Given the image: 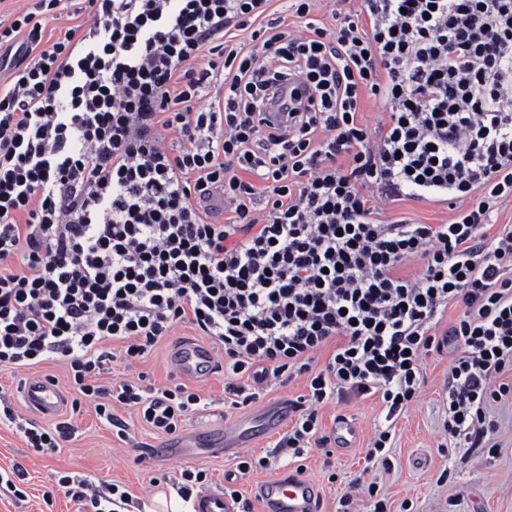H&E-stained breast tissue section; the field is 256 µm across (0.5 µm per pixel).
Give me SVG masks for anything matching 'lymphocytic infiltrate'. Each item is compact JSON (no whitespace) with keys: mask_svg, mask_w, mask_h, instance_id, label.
I'll return each instance as SVG.
<instances>
[{"mask_svg":"<svg viewBox=\"0 0 512 512\" xmlns=\"http://www.w3.org/2000/svg\"><path fill=\"white\" fill-rule=\"evenodd\" d=\"M61 2L0 23V366L64 362L110 425L120 406L171 435L200 395L97 379L114 344L141 357L191 322L224 351L225 399L303 378L279 443L292 457L329 444L320 406L378 397L386 424L339 502L385 512L392 425L448 346V440L487 448L491 404L512 400V225L487 231L512 198V0H360L328 24L315 0L288 17L274 0H83L88 31L55 36L42 21ZM286 83L279 129L264 113ZM403 198L454 216L374 219ZM2 423L42 456L71 435L8 405ZM57 485L80 512L126 498Z\"/></svg>","mask_w":512,"mask_h":512,"instance_id":"obj_1","label":"lymphocytic infiltrate"}]
</instances>
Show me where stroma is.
Returning <instances> with one entry per match:
<instances>
[{
  "mask_svg": "<svg viewBox=\"0 0 512 512\" xmlns=\"http://www.w3.org/2000/svg\"><path fill=\"white\" fill-rule=\"evenodd\" d=\"M377 217L384 222L404 219L416 224H445L451 221L453 213L441 202L405 199L381 206ZM187 341L205 346L210 343L191 324L181 323L143 359L127 361L116 357L111 375L115 378L143 375L157 387L187 385L206 399L207 406L184 418L181 435L218 426L229 430L241 427L245 430L243 439L229 440L226 451L219 456L199 448L193 457L185 460L168 456L145 459L140 455L141 449L164 447L171 438L145 426L134 410L119 406L114 409L129 429L130 437L126 440L87 403L76 413L67 407L59 418L36 419L18 393V385L30 379L49 378L66 398H74L66 364L50 360L23 370L0 366V390L18 415L30 421L38 420L47 429L61 420L70 422L74 428L71 441L60 453L41 457L26 447L15 429L0 425V468L6 470L18 463L29 473L22 486V497L0 488V512H76V503L64 492H56L52 504L43 500L44 491L58 473L120 483L129 493L128 512H141L156 493L149 484L151 478L162 475L171 478L191 465L208 470L211 483L216 486L223 483L227 471L240 456L270 460L268 467L254 469L238 481L249 512H261V485L288 469L287 458L271 455L274 444L287 432L288 424L283 421L272 426L268 419L280 404L304 394V382L297 377L274 387L259 402L237 409L229 407L224 403L223 351L213 350L216 366L210 374L188 377L176 364L177 350ZM451 357L448 350L426 357L422 391L395 422L396 443L389 455L390 467L378 472L379 494L387 502V512H512V402L496 403L489 409L499 426L493 447L479 454L461 448L448 450L442 399ZM341 414L359 425L361 435L357 446L311 448L301 460L303 477L313 482L321 493V512H338V500L348 482L365 466L367 446L385 417L384 407L375 397L329 403L319 411L323 431H330Z\"/></svg>",
  "mask_w": 512,
  "mask_h": 512,
  "instance_id": "1",
  "label": "stroma"
}]
</instances>
